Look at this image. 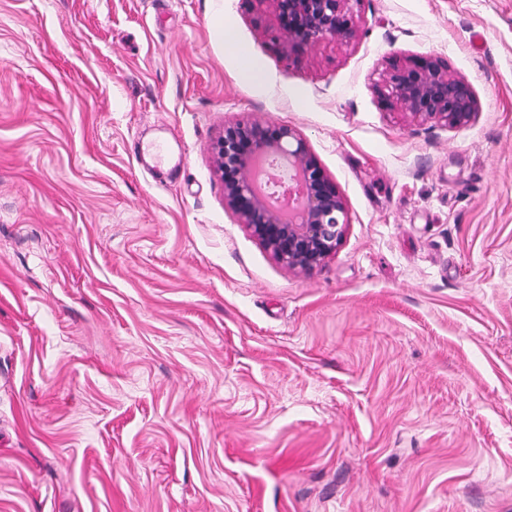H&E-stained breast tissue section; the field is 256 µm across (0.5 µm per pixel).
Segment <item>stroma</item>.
<instances>
[{"label":"stroma","mask_w":512,"mask_h":512,"mask_svg":"<svg viewBox=\"0 0 512 512\" xmlns=\"http://www.w3.org/2000/svg\"><path fill=\"white\" fill-rule=\"evenodd\" d=\"M352 9L288 59L243 0H0V512H512V0ZM397 53L475 121L383 108ZM252 119L345 200L310 273L224 207ZM375 93L389 110L449 129L467 126L478 114L473 86L437 55L388 58Z\"/></svg>","instance_id":"stroma-1"}]
</instances>
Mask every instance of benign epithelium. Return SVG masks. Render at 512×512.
I'll use <instances>...</instances> for the list:
<instances>
[{
	"mask_svg": "<svg viewBox=\"0 0 512 512\" xmlns=\"http://www.w3.org/2000/svg\"><path fill=\"white\" fill-rule=\"evenodd\" d=\"M246 2L273 13V40L288 58H300L324 40L348 45L357 35L351 0ZM375 93L389 110L449 129L478 114L473 86L437 55L388 58ZM212 155L224 207L277 262L307 274L336 252L349 224L347 208L297 129L259 119L226 124Z\"/></svg>",
	"mask_w": 512,
	"mask_h": 512,
	"instance_id": "1",
	"label": "benign epithelium"
}]
</instances>
